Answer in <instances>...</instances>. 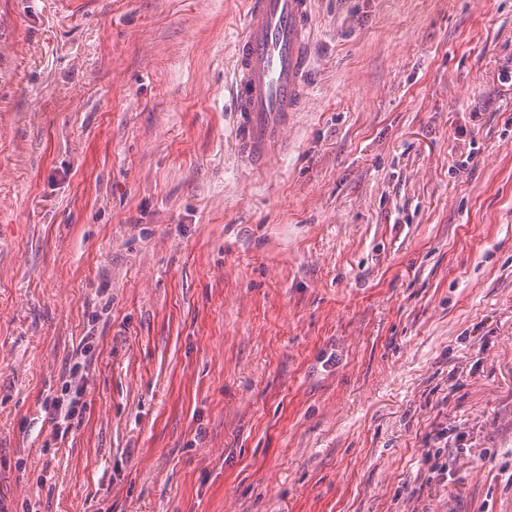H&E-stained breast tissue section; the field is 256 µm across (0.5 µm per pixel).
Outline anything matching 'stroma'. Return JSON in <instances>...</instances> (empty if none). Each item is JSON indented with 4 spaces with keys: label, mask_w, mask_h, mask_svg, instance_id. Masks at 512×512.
<instances>
[{
    "label": "stroma",
    "mask_w": 512,
    "mask_h": 512,
    "mask_svg": "<svg viewBox=\"0 0 512 512\" xmlns=\"http://www.w3.org/2000/svg\"><path fill=\"white\" fill-rule=\"evenodd\" d=\"M312 15L258 172L246 0H0V512H512V0Z\"/></svg>",
    "instance_id": "1"
}]
</instances>
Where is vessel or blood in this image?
I'll return each mask as SVG.
<instances>
[{"label":"vessel or blood","mask_w":512,"mask_h":512,"mask_svg":"<svg viewBox=\"0 0 512 512\" xmlns=\"http://www.w3.org/2000/svg\"><path fill=\"white\" fill-rule=\"evenodd\" d=\"M311 0H247L235 53L232 109L246 161L265 169L308 92Z\"/></svg>","instance_id":"1"}]
</instances>
